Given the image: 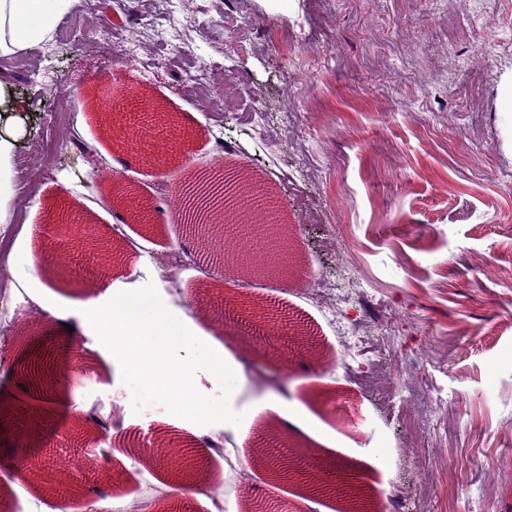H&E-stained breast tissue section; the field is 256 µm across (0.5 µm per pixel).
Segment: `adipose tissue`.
Instances as JSON below:
<instances>
[{"label": "adipose tissue", "instance_id": "ef3b65f1", "mask_svg": "<svg viewBox=\"0 0 512 512\" xmlns=\"http://www.w3.org/2000/svg\"><path fill=\"white\" fill-rule=\"evenodd\" d=\"M80 0H0V65L30 56L51 39L60 20ZM17 103L0 80V224L15 220L17 141L21 135ZM70 316L85 335L111 342L113 361L127 374L143 379L157 396L172 399L176 416L207 418L223 424V409L208 405L186 391L196 372L220 381L240 377L224 361V344L210 337L199 340L184 318L175 313L154 288L114 289L87 301L72 302Z\"/></svg>", "mask_w": 512, "mask_h": 512}]
</instances>
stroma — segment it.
Returning a JSON list of instances; mask_svg holds the SVG:
<instances>
[{"mask_svg": "<svg viewBox=\"0 0 512 512\" xmlns=\"http://www.w3.org/2000/svg\"><path fill=\"white\" fill-rule=\"evenodd\" d=\"M55 37L14 61L5 77L22 102L17 191L39 197L34 213L7 225L18 253L36 263L0 267L10 303L0 325L64 362V404L0 370V512H211L194 493L176 495L165 461L117 456L113 420L130 436L174 434L170 401L106 360V343L69 336L32 303L39 282L71 300L117 288H161L202 335L224 341L243 377L227 387L197 372L192 389L229 416H253L252 435L274 433V450L315 472H356L380 512H496L489 477L512 460V131L500 87L512 77V0H86ZM118 28L131 50L113 62L93 47ZM168 43L208 66L209 102L183 95L182 73L150 58ZM262 86L244 119L225 102V82ZM66 101L70 125L54 174L42 169L45 118ZM257 171L273 188L292 239L288 278H220L176 219L187 172ZM135 188L147 223L112 202V182ZM75 227L98 225L120 256L107 262L74 239L40 233L56 199ZM36 234L21 236L25 222ZM339 239L342 252L323 251ZM348 281L349 305L334 322L308 290L317 279ZM234 297L287 310L308 331L305 346L262 350L264 326L242 321ZM371 326L337 366L341 326ZM379 364L409 381V397L385 399L361 383ZM288 402L308 434L275 415ZM103 422L85 445L79 408ZM197 453L224 512L268 501L286 512H336L332 497L307 498L244 463L233 428L196 421ZM223 442V454L213 446ZM67 471L77 495L17 486L32 462Z\"/></svg>", "mask_w": 512, "mask_h": 512, "instance_id": "1", "label": "stroma"}]
</instances>
